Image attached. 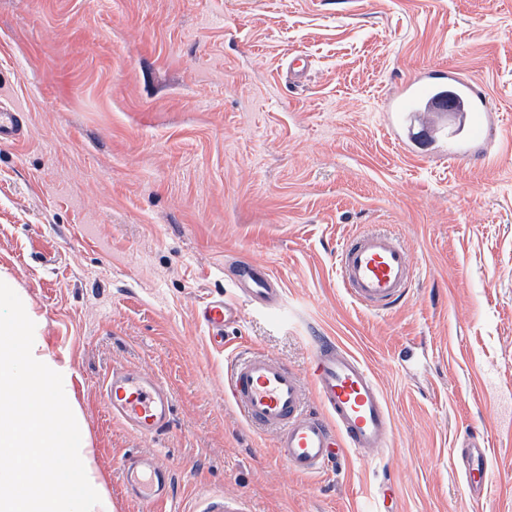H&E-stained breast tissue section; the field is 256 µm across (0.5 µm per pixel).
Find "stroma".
<instances>
[{
    "label": "stroma",
    "instance_id": "35a3bbf8",
    "mask_svg": "<svg viewBox=\"0 0 512 512\" xmlns=\"http://www.w3.org/2000/svg\"><path fill=\"white\" fill-rule=\"evenodd\" d=\"M296 51L314 64L301 87ZM449 67L493 101L494 159L410 158L386 125L388 94ZM1 105L24 135L0 143V268L73 370L112 512H141L120 465L144 453L171 470L175 512L206 490L244 512H371L386 482L397 512H512V0H0ZM374 225L416 269L388 314L337 274ZM237 259L269 269L285 311L241 305L218 348L195 310L232 295ZM315 332L370 367L393 438L301 477L224 375L240 347L307 373ZM116 366L170 387L168 434L112 419ZM474 429L492 468L478 500L456 465Z\"/></svg>",
    "mask_w": 512,
    "mask_h": 512
}]
</instances>
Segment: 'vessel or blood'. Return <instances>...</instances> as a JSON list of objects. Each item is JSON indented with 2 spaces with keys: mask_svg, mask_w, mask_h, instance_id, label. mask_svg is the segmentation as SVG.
Listing matches in <instances>:
<instances>
[{
  "mask_svg": "<svg viewBox=\"0 0 512 512\" xmlns=\"http://www.w3.org/2000/svg\"><path fill=\"white\" fill-rule=\"evenodd\" d=\"M388 125L406 152L425 157L447 154L455 160L476 148L498 144L500 129L486 96L458 72L425 70L401 85L384 101ZM22 134L17 112L0 109V142ZM346 294L363 308L384 314L408 294L415 277L410 250L395 234L364 231L350 236L337 255ZM224 273L235 285L236 301L210 299L195 316L211 341L224 347V328L237 320L239 304L272 309L282 290L269 271L241 260ZM227 393L248 424L275 435L279 459L299 475L323 473L344 451L375 453L387 448L392 435L387 400L369 366L328 337H318L307 375H300L274 356L244 349L227 369ZM108 412L147 439L172 425L173 397L153 374L113 369L102 386ZM466 495L483 498L491 485L490 453L484 436L468 435L461 450ZM121 478L125 492L143 512H163L171 498L168 468L149 454L124 458ZM195 512H243L237 499L205 493Z\"/></svg>",
  "mask_w": 512,
  "mask_h": 512,
  "instance_id": "vessel-or-blood-1",
  "label": "vessel or blood"
}]
</instances>
